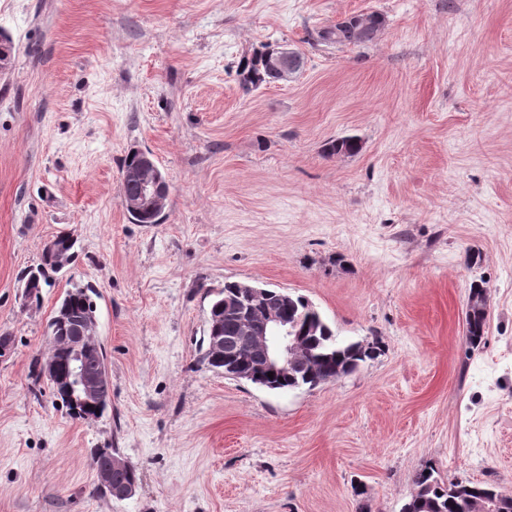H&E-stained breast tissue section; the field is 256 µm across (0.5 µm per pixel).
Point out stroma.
<instances>
[{
	"label": "stroma",
	"mask_w": 512,
	"mask_h": 512,
	"mask_svg": "<svg viewBox=\"0 0 512 512\" xmlns=\"http://www.w3.org/2000/svg\"><path fill=\"white\" fill-rule=\"evenodd\" d=\"M363 12L375 42L318 41ZM0 29V512H401L426 466L512 493V0H0ZM267 45L304 66L243 93ZM347 136L360 153L324 154ZM133 148L168 176L165 223L120 204ZM62 233L75 261L24 301ZM234 281L380 352L311 390L225 377L202 340ZM75 283L110 369L91 422L34 375ZM97 448L138 471L133 497L97 492ZM465 317V338L470 348H477L487 335L489 304L486 290L475 283L470 289Z\"/></svg>",
	"instance_id": "stroma-1"
}]
</instances>
